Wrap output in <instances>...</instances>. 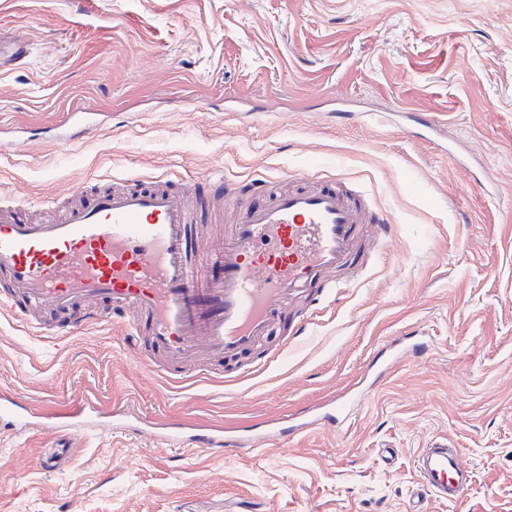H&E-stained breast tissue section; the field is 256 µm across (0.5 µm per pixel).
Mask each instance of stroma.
<instances>
[{
    "label": "stroma",
    "mask_w": 512,
    "mask_h": 512,
    "mask_svg": "<svg viewBox=\"0 0 512 512\" xmlns=\"http://www.w3.org/2000/svg\"><path fill=\"white\" fill-rule=\"evenodd\" d=\"M32 44L0 69V200L62 208L114 177L306 171L395 225L359 281L309 308L300 342L175 383L125 328L47 334L0 315V390L41 409L0 420V512H411L414 457L462 448L473 483L427 512H512V0H0ZM96 129L59 140L66 113ZM431 345L407 356L408 336ZM353 392L339 430L222 458L134 430H88L64 463L52 415L88 395L135 421L233 426ZM393 451L383 462L382 449Z\"/></svg>",
    "instance_id": "stroma-1"
}]
</instances>
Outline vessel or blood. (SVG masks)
<instances>
[{
	"label": "vessel or blood",
	"instance_id": "obj_1",
	"mask_svg": "<svg viewBox=\"0 0 512 512\" xmlns=\"http://www.w3.org/2000/svg\"><path fill=\"white\" fill-rule=\"evenodd\" d=\"M298 179L300 188L281 191L266 177L239 185L208 174L190 196L128 178L49 223L0 203V312L35 330L45 309L73 312L78 327L122 321L141 364L160 362L177 376L196 374L206 358L252 354L282 327L299 338L307 325L301 304L335 294L333 273L358 278L364 227L386 240L393 225L339 183L306 173ZM239 192L246 201L223 237L203 240L200 224ZM346 405L345 397L331 398L324 413L299 412L271 423L268 432L291 439L319 424L337 426ZM95 408L88 396L68 404L78 431L54 450L55 458L92 428ZM167 431L172 445L212 456L244 457L262 445L192 416ZM462 457L445 437L418 451V502L466 496L472 475Z\"/></svg>",
	"mask_w": 512,
	"mask_h": 512
}]
</instances>
